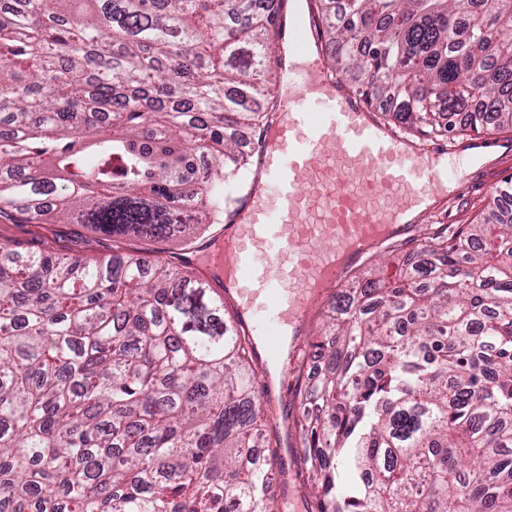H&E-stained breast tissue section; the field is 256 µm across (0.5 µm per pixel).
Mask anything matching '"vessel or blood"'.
I'll use <instances>...</instances> for the list:
<instances>
[{
	"instance_id": "b4317fda",
	"label": "vessel or blood",
	"mask_w": 512,
	"mask_h": 512,
	"mask_svg": "<svg viewBox=\"0 0 512 512\" xmlns=\"http://www.w3.org/2000/svg\"><path fill=\"white\" fill-rule=\"evenodd\" d=\"M288 49L276 117L252 146V175L229 188L224 224L192 249L213 287L235 295L244 326L269 360L305 328L349 266L403 234L411 213L447 193L446 147L383 125L362 97L329 76L311 50L319 34L300 8L279 14Z\"/></svg>"
}]
</instances>
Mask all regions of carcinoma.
<instances>
[{
	"label": "carcinoma",
	"instance_id": "1",
	"mask_svg": "<svg viewBox=\"0 0 512 512\" xmlns=\"http://www.w3.org/2000/svg\"><path fill=\"white\" fill-rule=\"evenodd\" d=\"M282 0H0V212L137 243H0V512H279L250 336L189 266L268 122ZM331 74L444 136L512 128V0H313ZM512 211L336 298L299 366L312 512H512Z\"/></svg>",
	"mask_w": 512,
	"mask_h": 512
}]
</instances>
